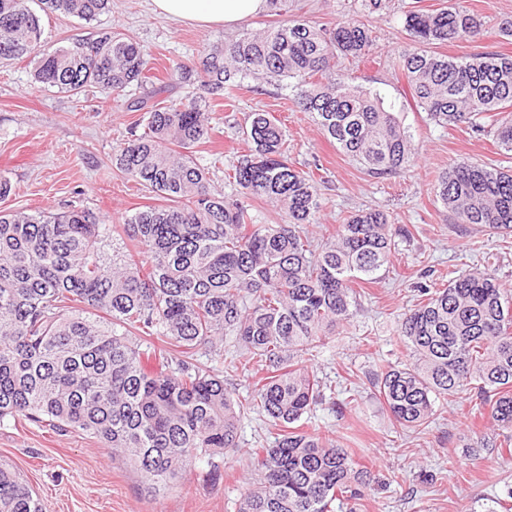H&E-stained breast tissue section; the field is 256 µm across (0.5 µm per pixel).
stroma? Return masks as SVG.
<instances>
[{"label":"stroma","instance_id":"35a3bbf8","mask_svg":"<svg viewBox=\"0 0 512 512\" xmlns=\"http://www.w3.org/2000/svg\"><path fill=\"white\" fill-rule=\"evenodd\" d=\"M432 10L444 0H390L387 9L364 16L354 0H297L298 17L330 25L364 19L374 46L365 62L341 58L340 78L379 93L409 130L417 154L405 174L386 179L363 167L325 139L309 113L288 90L246 82L231 117L220 121L196 157L206 164L213 187L233 189L224 171L244 154L241 123L262 109L288 131L289 156L296 168L314 172L322 198L318 223L307 230L330 237L351 212L374 208L395 228L396 250L376 283L364 285L354 317L330 335L312 367L336 386L335 403L316 406L309 432L335 440L374 475L370 489L353 501L354 512H512V447L491 417V409L467 397L437 400L427 427L396 426L372 380L388 367L411 363L399 336L404 313L424 285L445 287L452 273L494 270L512 290V236L501 237L444 219L433 185L438 175L467 158L512 170V155L498 153L491 137L466 126L436 125L415 104L399 62L414 42L404 28L403 9ZM484 29L474 43H448L449 56L481 52L512 55V37L502 23L512 20V0H465ZM43 38L64 44L108 28L139 43L163 74L169 61L197 60L207 45L223 41L225 28L178 24L153 14L149 0H112L93 23L63 14L41 18ZM29 60L0 65V176L13 192L0 207L56 213L72 206L94 211L114 224L153 204L152 193L112 169V155L139 123L140 113L90 87L73 96L33 84ZM277 431L259 410L240 422L238 446L215 462L193 461L172 487L148 492L139 473L112 456L111 449L79 431H62L47 420L0 422V462L9 464L42 499L46 512H237L243 492L258 483L254 449L269 448ZM221 477L212 480V465Z\"/></svg>","mask_w":512,"mask_h":512}]
</instances>
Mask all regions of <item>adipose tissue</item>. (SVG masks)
<instances>
[{"mask_svg": "<svg viewBox=\"0 0 512 512\" xmlns=\"http://www.w3.org/2000/svg\"><path fill=\"white\" fill-rule=\"evenodd\" d=\"M154 13L203 28L231 27L264 12L268 0H151Z\"/></svg>", "mask_w": 512, "mask_h": 512, "instance_id": "1", "label": "adipose tissue"}]
</instances>
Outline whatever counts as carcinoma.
Instances as JSON below:
<instances>
[{
	"instance_id": "obj_1",
	"label": "carcinoma",
	"mask_w": 512,
	"mask_h": 512,
	"mask_svg": "<svg viewBox=\"0 0 512 512\" xmlns=\"http://www.w3.org/2000/svg\"><path fill=\"white\" fill-rule=\"evenodd\" d=\"M30 0H0V64L32 59L33 80L64 92L98 88L144 112L141 130L112 166L160 200L107 224L74 206L57 214L0 210V421L48 419L60 430L94 435L150 488L169 487L193 460L238 447L245 411L258 408L280 428L256 452L261 482L237 512H331L371 487L368 468L347 449L303 430L301 421L336 387L298 362L353 316V284H370L395 249L388 216L361 209L317 243L322 202L310 173L288 162V139L269 112H250L251 145L224 172L235 193L214 190L195 149L217 120L216 101L254 80L289 89L321 134L377 178L404 171L415 155L408 130L381 97L335 77L340 57L362 60L372 31L345 20L327 27L284 19L244 30L203 51L197 64L174 63L168 81L146 88V51L101 29L63 45L42 40ZM46 14L91 22L110 0H38ZM404 26L417 47L401 67L417 107L440 126L465 124L512 152V55L450 58L427 49L484 36L481 22L454 3L410 9ZM200 94L161 98L173 84ZM142 94H131L132 88ZM459 223L512 233V172L461 159L435 184ZM282 212L259 224L254 202ZM130 241L147 260L121 258ZM399 335L415 361L389 367L374 387L404 428L429 423L435 400L472 392L512 441V297L495 274L462 271L445 288L419 289ZM245 352L232 371H266L251 398L237 399L224 375L198 362L204 348L224 357V337ZM163 343L158 368L143 365L141 341ZM0 512H43L30 487L0 465Z\"/></svg>"
}]
</instances>
